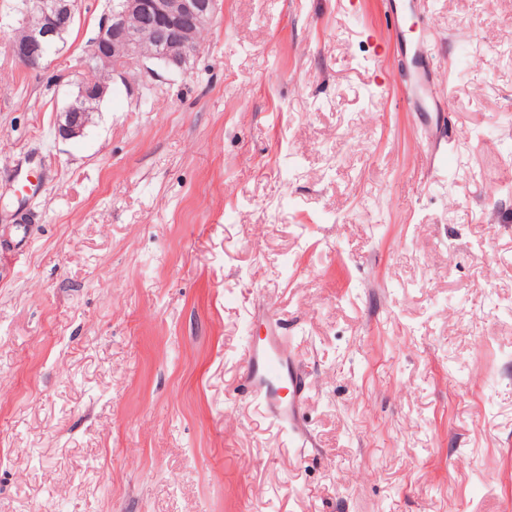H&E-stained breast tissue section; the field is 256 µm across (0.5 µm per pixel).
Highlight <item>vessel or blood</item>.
I'll use <instances>...</instances> for the list:
<instances>
[{
  "label": "vessel or blood",
  "mask_w": 512,
  "mask_h": 512,
  "mask_svg": "<svg viewBox=\"0 0 512 512\" xmlns=\"http://www.w3.org/2000/svg\"><path fill=\"white\" fill-rule=\"evenodd\" d=\"M244 378L252 396L260 399L268 417L287 427L289 432H296L298 410L293 402L282 400L277 385L284 381L293 392H301L306 388L307 375L283 358L279 352L278 337H269L263 347L249 355Z\"/></svg>",
  "instance_id": "vessel-or-blood-1"
}]
</instances>
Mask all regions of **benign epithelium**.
Masks as SVG:
<instances>
[{
  "mask_svg": "<svg viewBox=\"0 0 512 512\" xmlns=\"http://www.w3.org/2000/svg\"><path fill=\"white\" fill-rule=\"evenodd\" d=\"M219 0H115L100 21L86 62L87 75L79 84L73 102L60 113L56 135L71 139L83 134L92 112L86 101L103 100L110 80H126L134 62L142 74L156 75L152 65L184 72L200 51L196 31L207 27L218 10ZM21 19L11 43L15 57L26 67L36 68L63 40L74 23V0H22ZM149 36L153 54L140 52Z\"/></svg>",
  "mask_w": 512,
  "mask_h": 512,
  "instance_id": "1",
  "label": "benign epithelium"
}]
</instances>
